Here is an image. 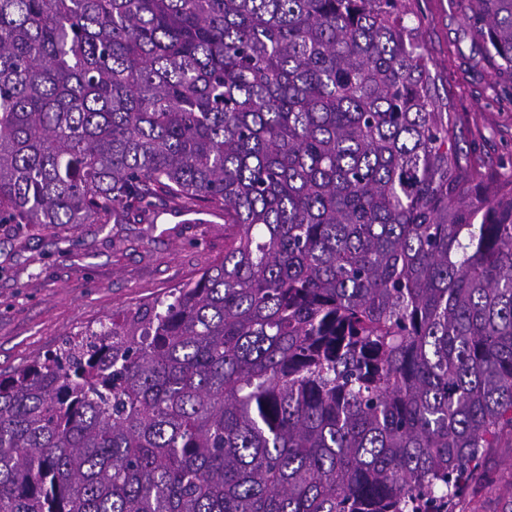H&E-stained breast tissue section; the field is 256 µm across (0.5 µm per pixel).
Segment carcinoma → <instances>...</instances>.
I'll use <instances>...</instances> for the list:
<instances>
[{
  "label": "carcinoma",
  "mask_w": 512,
  "mask_h": 512,
  "mask_svg": "<svg viewBox=\"0 0 512 512\" xmlns=\"http://www.w3.org/2000/svg\"><path fill=\"white\" fill-rule=\"evenodd\" d=\"M409 0H0V224L224 257L0 375V512H456L512 437V175ZM512 77V0H469Z\"/></svg>",
  "instance_id": "carcinoma-1"
}]
</instances>
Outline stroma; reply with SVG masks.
<instances>
[{"label": "stroma", "instance_id": "obj_1", "mask_svg": "<svg viewBox=\"0 0 512 512\" xmlns=\"http://www.w3.org/2000/svg\"><path fill=\"white\" fill-rule=\"evenodd\" d=\"M439 96L459 145L481 167L512 174V78L469 59L467 0H412ZM224 255V216L159 205L134 224H0V373L86 327L169 295ZM494 483L461 512H498L512 497V447L485 460Z\"/></svg>", "mask_w": 512, "mask_h": 512}]
</instances>
